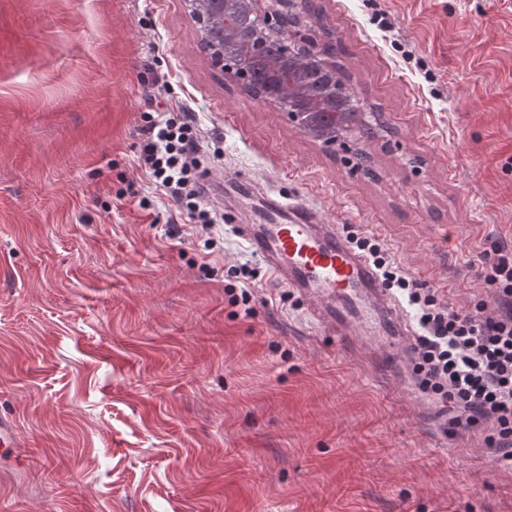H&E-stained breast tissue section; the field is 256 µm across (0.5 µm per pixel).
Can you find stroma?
<instances>
[{
	"label": "stroma",
	"instance_id": "1",
	"mask_svg": "<svg viewBox=\"0 0 512 512\" xmlns=\"http://www.w3.org/2000/svg\"><path fill=\"white\" fill-rule=\"evenodd\" d=\"M313 7L380 114L370 143L252 99L185 0H0V512H512L487 427L450 424L387 336L330 334L236 230L261 202L308 206L448 310L495 311L512 0ZM153 101L190 115L223 181L211 229L137 162Z\"/></svg>",
	"mask_w": 512,
	"mask_h": 512
}]
</instances>
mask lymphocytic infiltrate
<instances>
[{
  "mask_svg": "<svg viewBox=\"0 0 512 512\" xmlns=\"http://www.w3.org/2000/svg\"><path fill=\"white\" fill-rule=\"evenodd\" d=\"M139 164L157 188L180 201L194 223L217 224L215 212L204 205L205 185L195 171L200 133L185 113L171 112L161 122L141 127ZM390 286L406 292L418 307L425 331L419 339L416 372L423 389L447 403L453 425L470 428L490 423L487 443L498 458L512 462V252L485 255L482 276L498 305L496 315L483 307L451 312L421 294L399 267L390 264L381 245L371 237L356 238Z\"/></svg>",
  "mask_w": 512,
  "mask_h": 512,
  "instance_id": "1",
  "label": "lymphocytic infiltrate"
}]
</instances>
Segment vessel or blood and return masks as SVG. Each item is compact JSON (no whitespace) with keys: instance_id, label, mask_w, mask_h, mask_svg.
Returning a JSON list of instances; mask_svg holds the SVG:
<instances>
[{"instance_id":"obj_1","label":"vessel or blood","mask_w":512,"mask_h":512,"mask_svg":"<svg viewBox=\"0 0 512 512\" xmlns=\"http://www.w3.org/2000/svg\"><path fill=\"white\" fill-rule=\"evenodd\" d=\"M237 230L279 282L320 297L317 319L331 334L346 335L351 316L363 307L396 332L397 301L337 225L313 223L305 207L277 203L266 223L241 224Z\"/></svg>"}]
</instances>
